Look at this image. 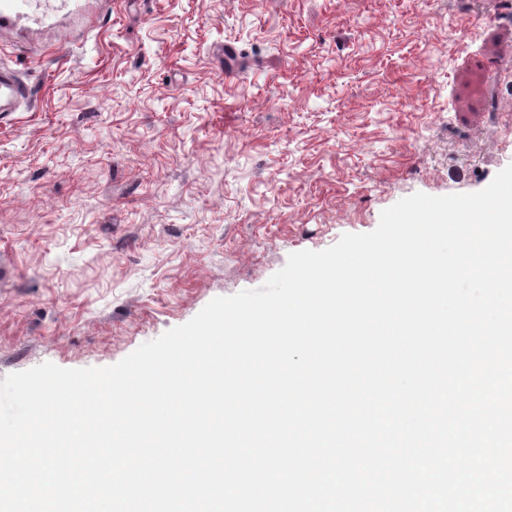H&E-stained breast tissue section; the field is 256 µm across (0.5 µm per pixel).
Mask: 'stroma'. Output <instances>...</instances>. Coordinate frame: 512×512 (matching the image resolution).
<instances>
[{"instance_id":"obj_1","label":"stroma","mask_w":512,"mask_h":512,"mask_svg":"<svg viewBox=\"0 0 512 512\" xmlns=\"http://www.w3.org/2000/svg\"><path fill=\"white\" fill-rule=\"evenodd\" d=\"M512 0H112L5 38L0 380L116 364L290 254L512 164ZM55 12L67 10L74 14L78 27L83 34L94 31L108 13H112L111 0H59ZM31 87L19 73L7 65H0V115L21 112L28 107Z\"/></svg>"}]
</instances>
